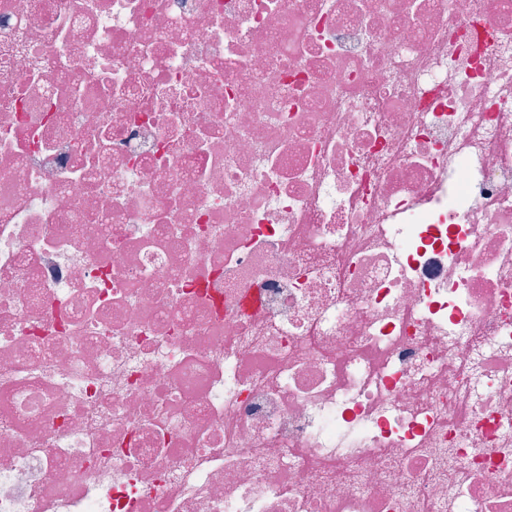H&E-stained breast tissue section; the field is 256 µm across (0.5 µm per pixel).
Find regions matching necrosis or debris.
Returning <instances> with one entry per match:
<instances>
[{
  "label": "necrosis or debris",
  "instance_id": "necrosis-or-debris-1",
  "mask_svg": "<svg viewBox=\"0 0 512 512\" xmlns=\"http://www.w3.org/2000/svg\"><path fill=\"white\" fill-rule=\"evenodd\" d=\"M0 512H512V0H0Z\"/></svg>",
  "mask_w": 512,
  "mask_h": 512
}]
</instances>
